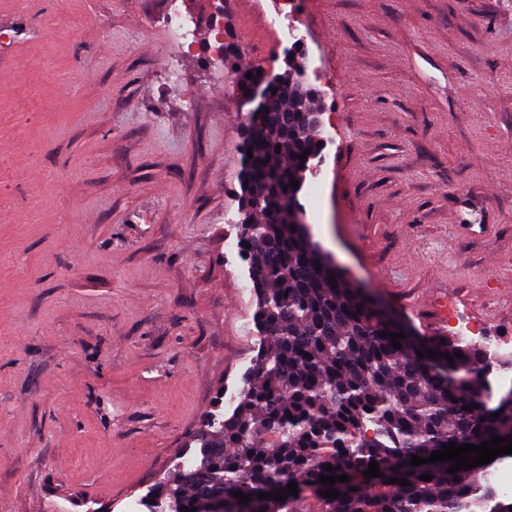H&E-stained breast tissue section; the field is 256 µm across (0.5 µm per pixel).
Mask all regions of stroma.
Listing matches in <instances>:
<instances>
[{
  "label": "stroma",
  "mask_w": 512,
  "mask_h": 512,
  "mask_svg": "<svg viewBox=\"0 0 512 512\" xmlns=\"http://www.w3.org/2000/svg\"><path fill=\"white\" fill-rule=\"evenodd\" d=\"M306 48L256 0H0V512H147L261 338L238 234L252 65L324 64L315 242L420 336L512 341V0H309ZM165 23L172 36L169 54L181 55L195 43L198 18L184 8V0H166ZM454 332L457 336H467L470 339H472V336L479 335V342L482 343V347L490 351H497L500 354L508 355L506 352L511 350V343L509 341L496 340L493 336H484L481 329L473 325H460L457 323L454 327Z\"/></svg>",
  "instance_id": "1"
}]
</instances>
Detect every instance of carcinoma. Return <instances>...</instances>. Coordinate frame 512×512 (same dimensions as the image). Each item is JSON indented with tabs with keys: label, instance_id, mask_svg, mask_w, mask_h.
<instances>
[{
	"label": "carcinoma",
	"instance_id": "cac0c4a2",
	"mask_svg": "<svg viewBox=\"0 0 512 512\" xmlns=\"http://www.w3.org/2000/svg\"><path fill=\"white\" fill-rule=\"evenodd\" d=\"M264 93L262 121L249 124L245 139L253 157L244 158L239 207V241L249 244L240 256L263 343L236 404L226 411L216 402L193 435L191 458L150 492L149 512H208V500L220 498L224 512H512V498L488 479L490 463L456 473L451 460L412 465V456L427 459L464 434L477 444L512 435V391L491 407L482 380L512 361L460 340L411 335L330 262L309 235L300 189L290 187L304 184L323 144L322 126L304 120L317 91L297 63ZM393 333L405 334L402 348ZM373 460L381 476L367 480ZM342 474L350 481L319 482ZM292 481L298 495L259 498L287 493ZM329 488L340 496L321 495ZM236 492L251 501L239 503Z\"/></svg>",
	"mask_w": 512,
	"mask_h": 512
}]
</instances>
